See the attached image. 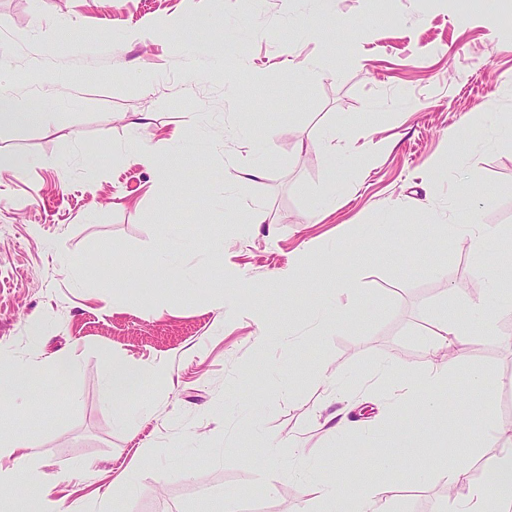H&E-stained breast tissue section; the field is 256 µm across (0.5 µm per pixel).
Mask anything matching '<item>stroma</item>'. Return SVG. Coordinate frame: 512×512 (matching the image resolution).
I'll return each mask as SVG.
<instances>
[{"mask_svg": "<svg viewBox=\"0 0 512 512\" xmlns=\"http://www.w3.org/2000/svg\"><path fill=\"white\" fill-rule=\"evenodd\" d=\"M286 7L265 0L258 20L249 0H0V93L51 115L0 126V356L77 363L0 406V423L37 441L59 512H86L101 487L115 512H305L345 470L386 487L390 512H436L441 455L482 484L504 452L506 438L466 427L461 409L481 395L450 393L481 369L493 413L512 418V311L461 358L429 336L484 298L482 265L512 289V266L476 262L467 235L443 232L512 229V0H337L346 30L315 0ZM200 18L240 44L210 51ZM190 112L211 118L205 146ZM139 113L159 158L175 155V181L125 157ZM331 128L352 150L332 149ZM254 130L271 136L260 155L241 144ZM371 140L383 147L367 167ZM229 161L267 176L226 183ZM256 207L266 224L225 221ZM307 249L298 284L267 286ZM166 263L184 278L160 279ZM335 303L356 318L316 331ZM113 361L145 370L114 401L102 389ZM431 362L456 365L440 414L362 445L395 376ZM345 407L351 433L325 435L324 416ZM125 410L136 427L117 422ZM268 438L278 447L257 454ZM385 451L397 470L376 466ZM77 465L93 480L62 482Z\"/></svg>", "mask_w": 512, "mask_h": 512, "instance_id": "1", "label": "stroma"}]
</instances>
